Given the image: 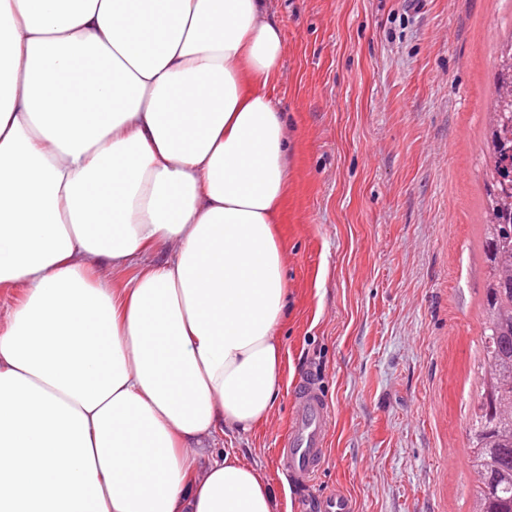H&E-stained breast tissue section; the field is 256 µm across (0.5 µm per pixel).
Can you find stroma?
<instances>
[{"instance_id": "1", "label": "stroma", "mask_w": 512, "mask_h": 512, "mask_svg": "<svg viewBox=\"0 0 512 512\" xmlns=\"http://www.w3.org/2000/svg\"><path fill=\"white\" fill-rule=\"evenodd\" d=\"M270 91L293 128L280 208L288 307L270 418L222 448L305 512L276 450L315 371L331 410L312 490L356 512H472L485 161L512 0H269Z\"/></svg>"}]
</instances>
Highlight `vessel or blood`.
Listing matches in <instances>:
<instances>
[{
  "instance_id": "1",
  "label": "vessel or blood",
  "mask_w": 512,
  "mask_h": 512,
  "mask_svg": "<svg viewBox=\"0 0 512 512\" xmlns=\"http://www.w3.org/2000/svg\"><path fill=\"white\" fill-rule=\"evenodd\" d=\"M330 410L315 379L303 381L294 399L287 433L278 450L279 464L295 486L310 488L324 461ZM316 512H354L353 502L344 493L317 498Z\"/></svg>"
}]
</instances>
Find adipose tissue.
<instances>
[{
    "instance_id": "adipose-tissue-1",
    "label": "adipose tissue",
    "mask_w": 512,
    "mask_h": 512,
    "mask_svg": "<svg viewBox=\"0 0 512 512\" xmlns=\"http://www.w3.org/2000/svg\"><path fill=\"white\" fill-rule=\"evenodd\" d=\"M284 48L269 0H0V512H277L216 439L281 395Z\"/></svg>"
}]
</instances>
